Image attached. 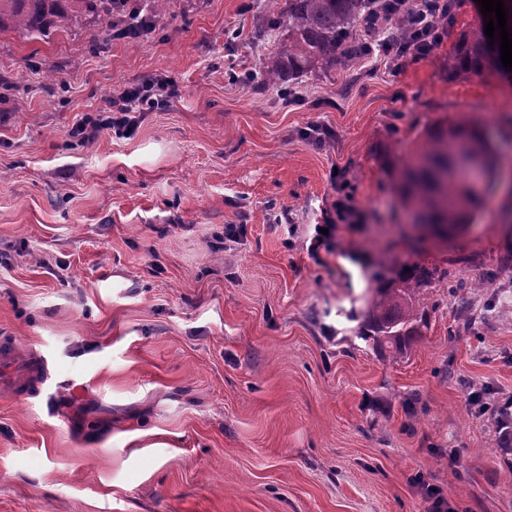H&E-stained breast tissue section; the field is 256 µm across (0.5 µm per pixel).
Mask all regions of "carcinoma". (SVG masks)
I'll use <instances>...</instances> for the list:
<instances>
[{
  "instance_id": "cac0c4a2",
  "label": "carcinoma",
  "mask_w": 512,
  "mask_h": 512,
  "mask_svg": "<svg viewBox=\"0 0 512 512\" xmlns=\"http://www.w3.org/2000/svg\"><path fill=\"white\" fill-rule=\"evenodd\" d=\"M287 8L258 19L263 31L283 29L288 42L261 59L264 82L299 77L315 68L350 69L365 56L368 37L383 26H397L399 18L391 0H287ZM114 0H0V29L12 28L47 37L69 27L81 16H91L105 34H112ZM504 70L499 40L489 44L484 19L459 32L448 58V76L456 81L481 79ZM464 146L469 156L481 160L482 176L491 185L500 176L497 149L479 124L467 115L438 123L424 135L410 162L398 173L395 189L412 223L430 226L443 237L476 221L484 212L485 197L459 178L466 170L458 154ZM435 272L419 267L386 288L377 290L364 313L363 336L383 353L401 355L409 340L425 324L419 302L421 286ZM497 449L512 455V413L502 411L497 420Z\"/></svg>"
}]
</instances>
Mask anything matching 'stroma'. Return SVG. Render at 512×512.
<instances>
[{
  "instance_id": "obj_1",
  "label": "stroma",
  "mask_w": 512,
  "mask_h": 512,
  "mask_svg": "<svg viewBox=\"0 0 512 512\" xmlns=\"http://www.w3.org/2000/svg\"><path fill=\"white\" fill-rule=\"evenodd\" d=\"M272 0H173L134 41L92 18L49 38L0 31V512H512L495 411L512 406V190L445 243L394 189L425 129L466 114L512 154V71L450 80L453 41L293 81L256 74L285 41ZM239 33L226 42L228 30ZM180 96L130 138L70 137L144 76ZM236 81H229V74ZM314 124L334 131L317 145ZM348 171L362 224L333 219ZM245 237L212 252L225 225ZM443 272L406 353H377L362 313L405 270ZM483 323L457 330L456 281ZM481 391L480 403L469 402ZM331 185L336 192V202L334 203L336 220L334 219L329 224H320L316 227V235L314 236L316 241L314 245L315 250H318L320 246H330L336 237V224H362L365 222L363 212L355 203L354 185L345 172L338 171V174L333 173ZM320 228H328V233L323 235L320 232Z\"/></svg>"
}]
</instances>
